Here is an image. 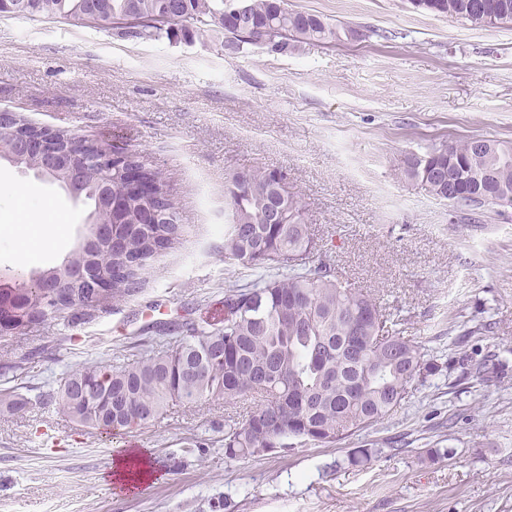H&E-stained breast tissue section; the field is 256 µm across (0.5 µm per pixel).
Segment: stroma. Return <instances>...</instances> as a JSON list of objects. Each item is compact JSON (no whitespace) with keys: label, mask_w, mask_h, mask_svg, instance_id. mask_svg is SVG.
Instances as JSON below:
<instances>
[{"label":"stroma","mask_w":512,"mask_h":512,"mask_svg":"<svg viewBox=\"0 0 512 512\" xmlns=\"http://www.w3.org/2000/svg\"><path fill=\"white\" fill-rule=\"evenodd\" d=\"M289 3L358 36L231 52L201 34L139 38L69 17L0 16V110L148 155L182 224L134 296L75 326L52 319L0 337V390L28 399L0 410V512H512V208L453 207L405 172L407 157L443 143L512 146V26L409 0ZM256 169L284 175L315 261L400 314L442 371L338 443L246 459L226 458L221 440L230 411L252 408L248 395L232 409L179 404L109 438L43 403L67 371L138 359L148 323L198 317L254 279L224 256V187ZM0 170L67 225L34 267L59 265L90 205L7 161ZM463 351L502 361L498 383L462 375L453 362ZM126 448L147 453L145 485L109 480ZM357 448L374 452L365 467L347 463ZM429 448L451 455L433 461Z\"/></svg>","instance_id":"1"}]
</instances>
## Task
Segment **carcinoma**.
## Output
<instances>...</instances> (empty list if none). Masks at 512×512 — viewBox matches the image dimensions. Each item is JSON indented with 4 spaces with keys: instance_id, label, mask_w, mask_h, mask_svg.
<instances>
[{
    "instance_id": "carcinoma-1",
    "label": "carcinoma",
    "mask_w": 512,
    "mask_h": 512,
    "mask_svg": "<svg viewBox=\"0 0 512 512\" xmlns=\"http://www.w3.org/2000/svg\"><path fill=\"white\" fill-rule=\"evenodd\" d=\"M225 0H10L12 15L80 19L86 13L123 15L136 11L161 21L139 36L191 38L196 33L222 36V46L239 50L252 35L273 34L285 49L300 43L332 42L357 31L292 9L288 0H245L240 16L224 14ZM195 19L165 20L169 7ZM419 9L465 20L475 26L512 23V0H419ZM130 163L143 178L163 181L148 159L134 152ZM406 173L433 196L454 206L512 207V147L491 140L477 148L475 140L442 144L406 160ZM99 168H86L74 196L93 203L91 217L105 218ZM229 201L224 225V254L250 269L274 271L224 293L221 307L181 332L158 331L173 343L147 349L124 366L91 365L65 373L55 404L73 423L114 432L153 424L176 403L197 404L254 397L242 418L224 421V455L229 459L257 456L266 448H289L290 441L334 444L374 425L400 405L408 386L426 373L442 370L425 363L422 345L403 335L399 322L375 298L352 287L325 264L312 265V238L299 201L282 177L270 171L234 174L225 186ZM283 223L268 224L272 205ZM142 202L130 203L128 255L100 251L92 263L112 266L108 300L122 301L139 290L148 264L132 259L150 253L152 235L171 231L158 224L146 231L134 220ZM462 373L475 372L492 382L497 369L467 354L457 359ZM26 404L16 390L0 391V407L16 410Z\"/></svg>"
}]
</instances>
